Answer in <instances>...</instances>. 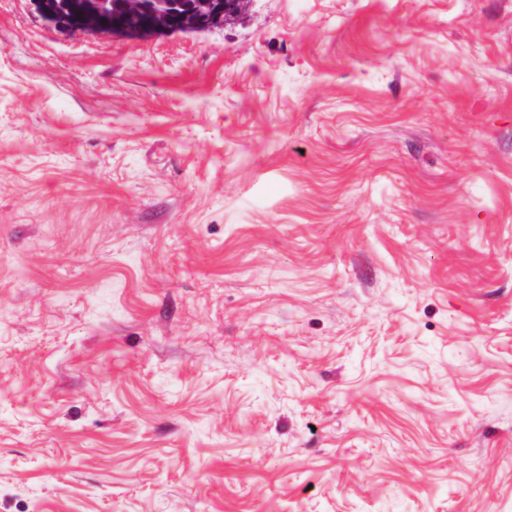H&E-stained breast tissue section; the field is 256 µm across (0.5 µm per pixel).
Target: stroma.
<instances>
[{
    "label": "stroma",
    "mask_w": 512,
    "mask_h": 512,
    "mask_svg": "<svg viewBox=\"0 0 512 512\" xmlns=\"http://www.w3.org/2000/svg\"><path fill=\"white\" fill-rule=\"evenodd\" d=\"M0 512H512V0H0ZM33 1L40 13L50 21L63 23L73 30L112 34H131L130 31L135 30L140 34H151L193 27L187 32H198L208 27L200 25L202 23L215 24L217 21L227 20L226 13L232 9V5L223 0L221 8L225 15L220 18V15L215 13V2L222 1L178 0L177 3L169 4L165 0H148L147 7L146 0H126V11L132 15L126 16L123 0ZM141 13L143 14L140 18L133 17Z\"/></svg>",
    "instance_id": "1"
}]
</instances>
